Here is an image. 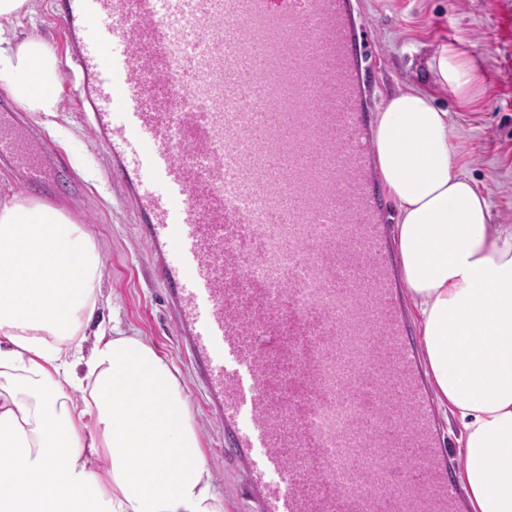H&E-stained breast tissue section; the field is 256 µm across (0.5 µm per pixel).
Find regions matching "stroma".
I'll return each instance as SVG.
<instances>
[{
    "mask_svg": "<svg viewBox=\"0 0 512 512\" xmlns=\"http://www.w3.org/2000/svg\"><path fill=\"white\" fill-rule=\"evenodd\" d=\"M57 0H29V10L8 22L24 38L38 32L57 58L66 45L55 18ZM372 31L376 104L411 89L428 91L447 110L453 159L458 172L489 200L495 221L512 224V0H358ZM451 50L468 64L470 102L437 83L429 61ZM76 90L62 84L56 115L16 109L17 128L37 136L41 151L57 156L66 171L53 203L70 212L97 242L101 296L97 319L143 336L166 355L189 400L192 424L224 499V512H253L245 483L220 454L224 432L203 402L197 378L165 302L140 225L114 185L105 148L98 143L75 103Z\"/></svg>",
    "mask_w": 512,
    "mask_h": 512,
    "instance_id": "stroma-1",
    "label": "stroma"
}]
</instances>
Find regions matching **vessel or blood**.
<instances>
[{
    "label": "vessel or blood",
    "instance_id": "1",
    "mask_svg": "<svg viewBox=\"0 0 512 512\" xmlns=\"http://www.w3.org/2000/svg\"><path fill=\"white\" fill-rule=\"evenodd\" d=\"M59 24L256 512H461L381 255L355 0H61ZM6 160L53 185L0 135Z\"/></svg>",
    "mask_w": 512,
    "mask_h": 512
}]
</instances>
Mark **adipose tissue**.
I'll list each match as a JSON object with an SVG mask.
<instances>
[{"label":"adipose tissue","instance_id":"ef3b65f1","mask_svg":"<svg viewBox=\"0 0 512 512\" xmlns=\"http://www.w3.org/2000/svg\"><path fill=\"white\" fill-rule=\"evenodd\" d=\"M0 88L25 111H58V61L40 35L0 28ZM449 133L430 95L401 92L378 115L375 149L470 506L512 512V225L455 170ZM100 268L70 213L0 198V512H224L166 356L94 326Z\"/></svg>","mask_w":512,"mask_h":512}]
</instances>
